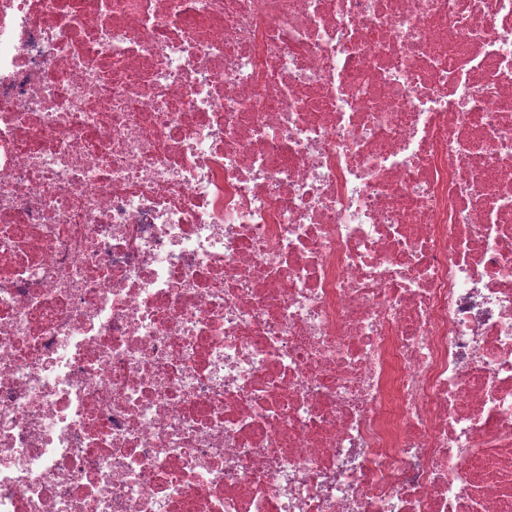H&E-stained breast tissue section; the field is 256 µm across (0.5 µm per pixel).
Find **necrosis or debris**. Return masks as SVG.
<instances>
[{
  "label": "necrosis or debris",
  "instance_id": "4bbe7bcc",
  "mask_svg": "<svg viewBox=\"0 0 512 512\" xmlns=\"http://www.w3.org/2000/svg\"><path fill=\"white\" fill-rule=\"evenodd\" d=\"M0 512H512V0H0Z\"/></svg>",
  "mask_w": 512,
  "mask_h": 512
}]
</instances>
